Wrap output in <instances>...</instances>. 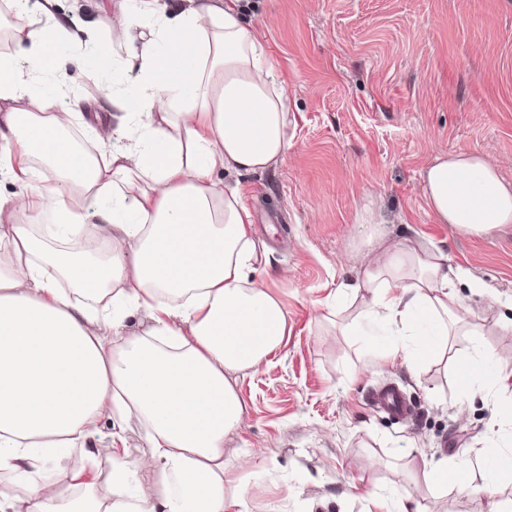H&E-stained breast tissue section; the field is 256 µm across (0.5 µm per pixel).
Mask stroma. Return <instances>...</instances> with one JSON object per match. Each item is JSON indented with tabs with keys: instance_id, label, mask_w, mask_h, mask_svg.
I'll return each instance as SVG.
<instances>
[{
	"instance_id": "stroma-1",
	"label": "stroma",
	"mask_w": 512,
	"mask_h": 512,
	"mask_svg": "<svg viewBox=\"0 0 512 512\" xmlns=\"http://www.w3.org/2000/svg\"><path fill=\"white\" fill-rule=\"evenodd\" d=\"M121 0H59L70 31L106 37ZM259 39L294 111V147L276 169L247 178L260 263L288 334L260 371L235 373L244 404L224 440V494L249 512H388L409 495L425 512H489L511 499L426 483L448 460L474 467L497 405L512 387L463 393L457 362L475 345L512 379V224L483 236L435 223L421 189L434 157L478 152L512 181V0H249ZM370 207L376 223L359 224ZM419 235L445 246L458 285L460 329L447 360L411 371L345 332L364 308L340 285L363 275L368 239ZM400 386L411 417L369 403Z\"/></svg>"
}]
</instances>
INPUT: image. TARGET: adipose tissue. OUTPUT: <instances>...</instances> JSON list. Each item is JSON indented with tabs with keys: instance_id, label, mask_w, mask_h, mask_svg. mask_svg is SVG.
<instances>
[{
	"instance_id": "1",
	"label": "adipose tissue",
	"mask_w": 512,
	"mask_h": 512,
	"mask_svg": "<svg viewBox=\"0 0 512 512\" xmlns=\"http://www.w3.org/2000/svg\"><path fill=\"white\" fill-rule=\"evenodd\" d=\"M57 0L21 30L19 54L0 53V174L19 190L0 197V469L22 494L0 512H244L224 496V439L244 405L231 377L259 369L288 334L283 302L254 274L258 245L240 178L277 168L293 147L288 95L240 0H126L113 18L125 50L83 45L90 79L116 112L94 129L91 155L68 135L83 115L61 81L66 24ZM134 81H125L126 72ZM434 221L479 236L512 224V182L484 156L435 157L422 174ZM45 216L44 232L25 219ZM93 224L95 246L70 244ZM352 294L365 300L355 336L383 333V353L411 367L443 358L460 323L462 279L439 247L370 246ZM138 309L148 330L130 333ZM137 416L152 459L174 473L163 490L99 497L102 418ZM512 420L495 414L479 455L512 478ZM86 463L67 468L74 447ZM80 489L75 498L55 488Z\"/></svg>"
}]
</instances>
